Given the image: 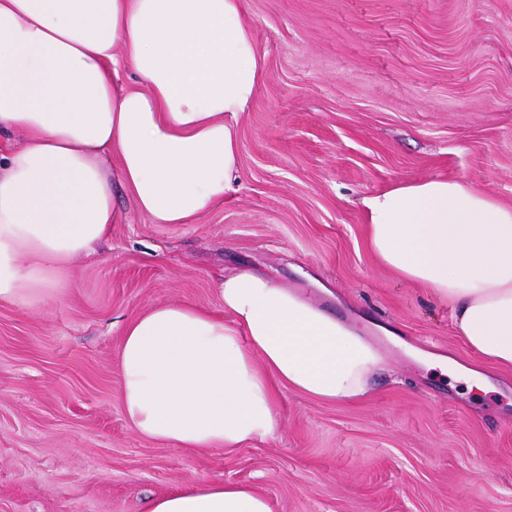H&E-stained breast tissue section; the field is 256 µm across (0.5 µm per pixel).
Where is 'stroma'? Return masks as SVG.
Returning <instances> with one entry per match:
<instances>
[{
    "mask_svg": "<svg viewBox=\"0 0 512 512\" xmlns=\"http://www.w3.org/2000/svg\"><path fill=\"white\" fill-rule=\"evenodd\" d=\"M264 75L238 178L190 224L122 218L41 308L0 304V512H145L208 479L272 512H512V370L468 391L452 310L369 249L363 198L446 178L512 206V0H245ZM295 287L377 345L369 392L278 389L275 437L228 452L131 429L122 327L147 306L220 314L225 274ZM439 362L448 365V371L458 381L468 386L485 389L488 385L486 374L478 368L471 367L467 362H461L455 358L442 359Z\"/></svg>",
    "mask_w": 512,
    "mask_h": 512,
    "instance_id": "obj_1",
    "label": "stroma"
}]
</instances>
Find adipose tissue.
I'll return each instance as SVG.
<instances>
[{
  "mask_svg": "<svg viewBox=\"0 0 512 512\" xmlns=\"http://www.w3.org/2000/svg\"><path fill=\"white\" fill-rule=\"evenodd\" d=\"M136 81L118 82L119 68ZM263 77L245 0H0V303L38 307L71 263L106 239L121 183L155 224H189L222 203L238 171L234 124ZM371 252L453 306L481 365L448 359L486 388L512 368V207L459 181L402 183L365 197ZM225 316L155 304L128 321L123 411L147 438L232 450L275 436L282 386L324 402L363 397L382 363L352 328L302 294L241 271ZM146 512H271L238 483L200 480Z\"/></svg>",
  "mask_w": 512,
  "mask_h": 512,
  "instance_id": "adipose-tissue-1",
  "label": "adipose tissue"
}]
</instances>
